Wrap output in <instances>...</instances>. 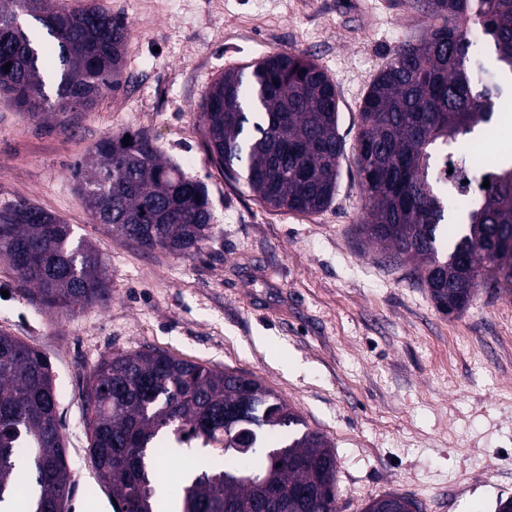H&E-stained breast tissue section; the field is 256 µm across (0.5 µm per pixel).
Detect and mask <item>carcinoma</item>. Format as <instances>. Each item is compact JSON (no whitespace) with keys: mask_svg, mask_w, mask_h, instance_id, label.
Here are the masks:
<instances>
[{"mask_svg":"<svg viewBox=\"0 0 512 512\" xmlns=\"http://www.w3.org/2000/svg\"><path fill=\"white\" fill-rule=\"evenodd\" d=\"M32 22L0 9V91L25 112L87 110L123 77L125 24L99 6L14 0ZM426 34L402 43L374 77L358 118L355 163L364 195L355 233L392 250L437 309L467 308L484 284L512 295V167L475 168L448 145L491 123L512 81V0H417ZM500 75L472 52L477 40ZM10 65V70L3 69ZM201 121L212 161L273 209L315 215L337 190L345 143L336 85L299 52H277L213 81ZM129 145H124V141ZM445 153L453 173L432 162ZM76 164L77 191L92 219L146 249L186 254L211 237L203 184L164 157L141 130L110 135ZM489 187H483L484 180ZM0 262L46 309L106 300L99 254L71 225L26 202L0 208ZM91 465L115 512H167L158 456L174 446L219 444V468L181 485L180 512H337L336 454L281 398L248 374L231 376L156 349L100 360L82 394ZM248 406V449L227 438L224 411ZM73 483L60 431L53 368L34 346L0 332V504L69 512Z\"/></svg>","mask_w":512,"mask_h":512,"instance_id":"carcinoma-1","label":"carcinoma"}]
</instances>
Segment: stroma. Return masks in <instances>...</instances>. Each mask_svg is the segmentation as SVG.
<instances>
[{
  "mask_svg": "<svg viewBox=\"0 0 512 512\" xmlns=\"http://www.w3.org/2000/svg\"><path fill=\"white\" fill-rule=\"evenodd\" d=\"M97 2L128 28L122 85L85 112L31 115L0 95V207L28 202L101 255L105 303L56 312L29 302L0 264V331L51 362L71 512H113L88 459L80 395L117 352L157 349L248 373L330 442L339 512L382 495L421 512H494L512 496V297L479 289L438 311L407 267L353 233L363 198L354 162L358 111L372 79L427 20L414 0H65ZM333 78L346 153L333 204L275 210L228 183L209 158L199 114L213 80L279 51ZM145 130L207 188L212 236L198 252L144 250L93 223L73 163L101 139Z\"/></svg>",
  "mask_w": 512,
  "mask_h": 512,
  "instance_id": "35a3bbf8",
  "label": "stroma"
}]
</instances>
